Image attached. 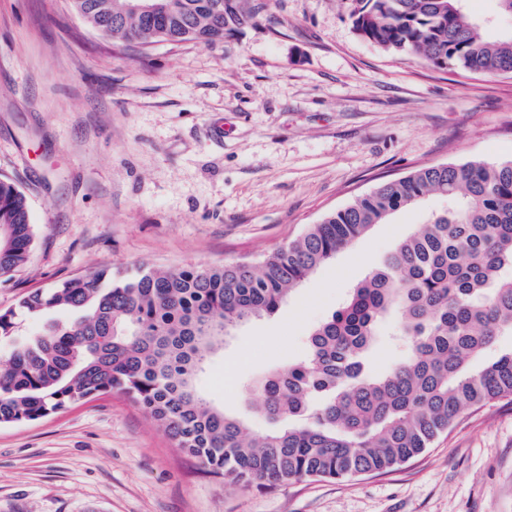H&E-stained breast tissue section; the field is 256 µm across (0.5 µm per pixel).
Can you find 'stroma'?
<instances>
[{
    "mask_svg": "<svg viewBox=\"0 0 512 512\" xmlns=\"http://www.w3.org/2000/svg\"><path fill=\"white\" fill-rule=\"evenodd\" d=\"M214 45L126 47L69 0H0V179L38 238L0 310L103 268L256 258L413 169L512 158V74L439 72L361 39L352 0H262ZM432 196L337 253L199 374L265 429L245 389L427 215ZM0 512H512V400L464 414L408 463L242 487L206 474L119 394L0 426Z\"/></svg>",
    "mask_w": 512,
    "mask_h": 512,
    "instance_id": "1",
    "label": "stroma"
}]
</instances>
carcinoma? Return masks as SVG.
<instances>
[{
	"label": "carcinoma",
	"mask_w": 512,
	"mask_h": 512,
	"mask_svg": "<svg viewBox=\"0 0 512 512\" xmlns=\"http://www.w3.org/2000/svg\"><path fill=\"white\" fill-rule=\"evenodd\" d=\"M355 33L445 72L512 74V33L489 40L465 0H353ZM116 0H71L89 26L125 44L221 42L252 23L250 0H162L121 15ZM439 195L448 207L402 238L307 336L299 359L248 388L268 428L214 406L196 376L224 336L275 313L336 254L396 212ZM37 239L26 195L0 181V279ZM45 319L30 336L19 316ZM393 319L405 360L368 358ZM512 333V159L426 166L383 182L254 261L96 271L23 295L0 311V426L121 394L204 471L272 489L299 478L382 473L423 453L466 411L512 398V351L479 366Z\"/></svg>",
	"instance_id": "carcinoma-1"
}]
</instances>
